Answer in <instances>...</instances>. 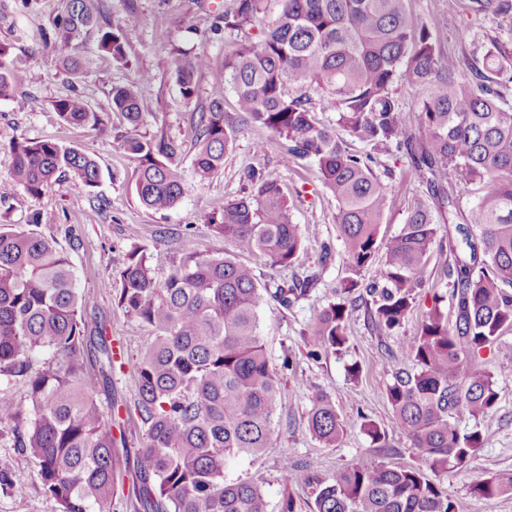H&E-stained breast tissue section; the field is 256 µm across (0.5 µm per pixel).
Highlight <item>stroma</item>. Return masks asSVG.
Instances as JSON below:
<instances>
[{"instance_id": "stroma-1", "label": "stroma", "mask_w": 512, "mask_h": 512, "mask_svg": "<svg viewBox=\"0 0 512 512\" xmlns=\"http://www.w3.org/2000/svg\"><path fill=\"white\" fill-rule=\"evenodd\" d=\"M113 25L122 27L130 47L128 63L101 55L96 35H89L74 54L82 61L79 76H71L53 52L49 36L64 0H0V43L23 56L30 79L20 100L0 99V179L12 168L10 144L18 138L52 139L74 146L98 163L101 179L86 188L71 176L58 178L36 199H0V224L26 225L33 211L54 214L55 221L41 225L43 235L55 238L69 255L77 284L94 297L89 316L106 326L121 348L119 365L112 368V389L97 385V366H89V378L100 403L115 399L125 420L128 458L125 483H132L138 469L137 450L142 443L141 424L135 411L138 398L133 363L150 343L151 327L127 315L114 301L120 288L119 269L113 257L132 246L145 249L157 279H165L173 265L188 253L215 256L235 254L231 241L216 234L209 217L237 198L249 169L258 168L277 178L288 194L294 218L304 239L303 249L290 267L272 270L257 256H247L260 283L305 285V292L290 306L268 300L259 312V328L271 368L281 380L273 416V434L265 456L257 462L241 460L226 471L228 479H247L261 486L270 512H279L285 469L304 466L328 478L352 463L379 462L390 467L414 463L412 445L393 419L387 400L390 375L381 368L385 357L402 358L426 312L438 296L447 294L448 279L442 259H434L425 272L426 285L414 289L415 303L403 323L381 335L368 319L365 306L351 310L349 341L337 353L311 355L308 338L320 312L336 300V286L347 274V260L338 237L335 205L323 187L315 163L304 160L284 164L278 140L268 130L245 125L235 110V97L219 63L236 39L225 31L224 14L234 0H103ZM414 13L433 33L443 55L466 58L496 44L512 52V24L480 10L475 0H461L458 9L448 0H412ZM204 55L211 67L196 76V94L184 99L175 84L174 59L179 54ZM147 73L151 82L142 87L144 122L140 136L167 138L179 144L174 158L184 172L187 191L180 202L164 212L145 208L133 191L140 160L120 147L129 126L110 108L113 85L137 80ZM79 90L88 107L112 129L101 136L91 128L64 124L53 105ZM224 100V109L236 121V139L224 158L223 170L199 179L193 169L195 126L199 112L213 98ZM264 150H257L258 141ZM387 187V204L381 233L391 237L400 231L408 208L429 197L425 184L406 160L379 155L375 168ZM479 368L497 378L499 398L490 422L458 420L460 431L481 429L484 448L463 471L450 472L444 481L458 512H512V495L485 499L474 495L471 483L479 477L512 476V329L483 349ZM357 376H350L351 367ZM330 395L344 425V437L334 448L323 446L310 433L307 418L317 393ZM372 420L385 432L381 443H372L362 423ZM24 470L29 485L24 494L0 491V512H61L58 502L43 490L37 460L14 448L11 436H0V466Z\"/></svg>"}]
</instances>
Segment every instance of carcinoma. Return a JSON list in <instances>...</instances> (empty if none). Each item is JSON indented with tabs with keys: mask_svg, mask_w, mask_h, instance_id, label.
Masks as SVG:
<instances>
[{
	"mask_svg": "<svg viewBox=\"0 0 512 512\" xmlns=\"http://www.w3.org/2000/svg\"><path fill=\"white\" fill-rule=\"evenodd\" d=\"M281 10L261 36L247 35L224 53V73L243 121L277 136L285 161L313 160L336 203V224L348 275L339 298L318 316L313 354L348 343L351 296L371 297L368 315L382 335L398 327L424 285L440 219L454 206L448 169L480 186L470 223L458 224L464 247L450 248L444 265L449 309L426 314L407 358L409 371L390 358L387 398L395 424L412 442L416 462L402 468L354 463L323 479L295 466L283 476L280 512H297L295 486L315 489L314 512H456L442 477L466 468L486 439L478 429L462 433L452 419H491L499 398L495 375L475 365L480 350L512 329V53L485 52L481 63L440 55L429 27L411 0H280ZM479 8L512 20V0H479ZM99 0H65L55 19V54L72 75L80 70L72 46L97 32L98 49L126 63L129 45L120 27L100 24ZM264 12V0H235L224 29L241 32ZM210 65L203 56L179 55L175 83L183 98L196 93L195 76ZM471 77L459 80L462 68ZM27 81L23 58L0 44V98H13ZM423 84L422 142L409 132L395 86ZM139 82L112 87L110 107L132 129L143 122ZM289 88L301 90L293 96ZM319 93L312 106L307 89ZM62 122L108 133L82 96L55 103ZM336 113L334 123L318 112ZM371 147L351 151L343 133ZM235 128L224 100L200 112L195 174L206 179L224 167ZM124 151L140 160L134 192L154 211L173 208L185 192L184 174L173 163L176 145L138 134L123 138ZM12 168L0 181L1 198H37L56 176L70 175L86 187L100 178L95 159L52 140L12 142ZM375 151L410 162L432 192L418 201L398 235L380 236L387 191L373 169ZM248 195L224 203L209 217L214 231L244 254L258 255L271 269L291 266L303 248L282 184L260 169L247 173ZM55 217L32 213L31 224H0V385L27 383L26 403L0 392V427L14 446L36 459L43 489L61 512H112L122 486L124 438L112 434V410L102 408L85 373L93 351L102 360L103 388L112 391V340L104 326L89 323L90 296L76 286L67 254L38 231ZM378 264L380 279L365 283L362 271ZM118 306L154 332L135 365L136 410L144 444L133 495L142 512H269L265 492L242 479L228 480L226 465L256 461L272 436L279 382L269 365L258 313L271 297L288 307L304 288L260 285L254 268L232 256L184 255L160 281L144 249L117 258ZM50 356L39 362L43 352ZM309 431L337 446L344 426L327 395H316ZM0 488L22 495L28 477L0 469ZM471 490L493 498L512 494V476L473 481Z\"/></svg>",
	"mask_w": 512,
	"mask_h": 512,
	"instance_id": "1",
	"label": "carcinoma"
}]
</instances>
